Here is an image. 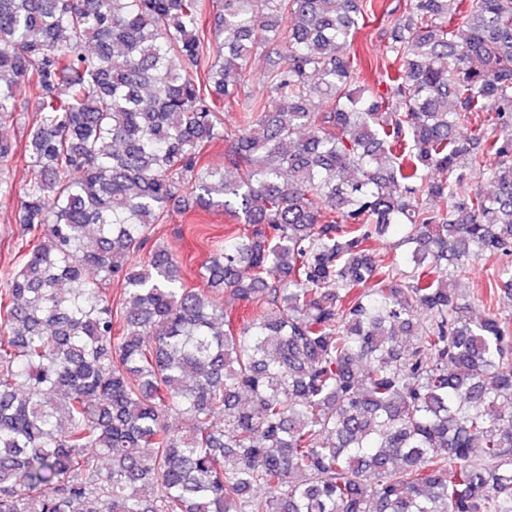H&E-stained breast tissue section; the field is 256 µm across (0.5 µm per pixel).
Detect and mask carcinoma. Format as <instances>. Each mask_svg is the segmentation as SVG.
<instances>
[{
	"instance_id": "1",
	"label": "carcinoma",
	"mask_w": 512,
	"mask_h": 512,
	"mask_svg": "<svg viewBox=\"0 0 512 512\" xmlns=\"http://www.w3.org/2000/svg\"><path fill=\"white\" fill-rule=\"evenodd\" d=\"M407 2L380 92L378 0H0V122L32 106L0 161L33 171L0 512H512V318L459 293L512 251V0ZM215 207L242 228L192 287L151 234ZM382 7L375 12L376 18L365 24L359 31L355 46L363 66V76L366 82L372 86L385 89L382 84L384 65L392 64V54L389 51V30L385 5L394 8L396 5L402 11L406 0H381ZM272 64L264 54L253 55L248 59L245 69V81L240 96L266 95L263 85V73ZM507 261L512 262V255L511 257H484L481 260L471 263L469 266L470 273L468 279L463 280L460 286L463 292L467 293L466 300L471 301L473 293L476 296L477 290L483 288L486 280Z\"/></svg>"
}]
</instances>
